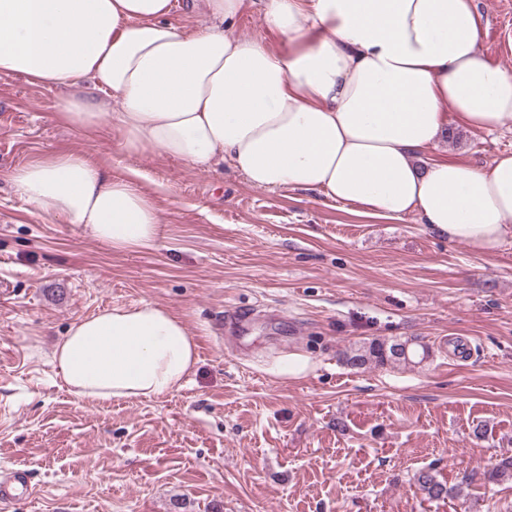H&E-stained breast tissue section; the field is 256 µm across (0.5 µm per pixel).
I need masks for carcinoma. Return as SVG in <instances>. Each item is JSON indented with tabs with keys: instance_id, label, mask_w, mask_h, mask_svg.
I'll use <instances>...</instances> for the list:
<instances>
[{
	"instance_id": "carcinoma-1",
	"label": "carcinoma",
	"mask_w": 512,
	"mask_h": 512,
	"mask_svg": "<svg viewBox=\"0 0 512 512\" xmlns=\"http://www.w3.org/2000/svg\"><path fill=\"white\" fill-rule=\"evenodd\" d=\"M430 347L417 337L405 340L372 339L356 347L342 352L345 363L354 368L368 364L383 367L388 364H409L414 359L429 357ZM479 479L488 483L512 481V456H503L490 468L483 472L465 470L456 477V481L448 482L438 479L437 473L431 469H421L414 475L415 484L423 498L429 502L460 500L469 495V488Z\"/></svg>"
}]
</instances>
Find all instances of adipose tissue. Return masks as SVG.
Returning a JSON list of instances; mask_svg holds the SVG:
<instances>
[{"label":"adipose tissue","instance_id":"obj_1","mask_svg":"<svg viewBox=\"0 0 512 512\" xmlns=\"http://www.w3.org/2000/svg\"><path fill=\"white\" fill-rule=\"evenodd\" d=\"M242 0H205L212 25L174 24L172 0H0V76L57 89L67 126L111 125L127 155L230 163L255 187H290L493 251L512 240V154L430 160L446 111L512 125V72L479 47L473 0H267L276 53L242 38ZM37 209L117 250L155 247L162 216L133 180L80 153L15 169ZM53 360L79 401L152 399L198 361L183 322L151 303L69 327Z\"/></svg>","mask_w":512,"mask_h":512}]
</instances>
